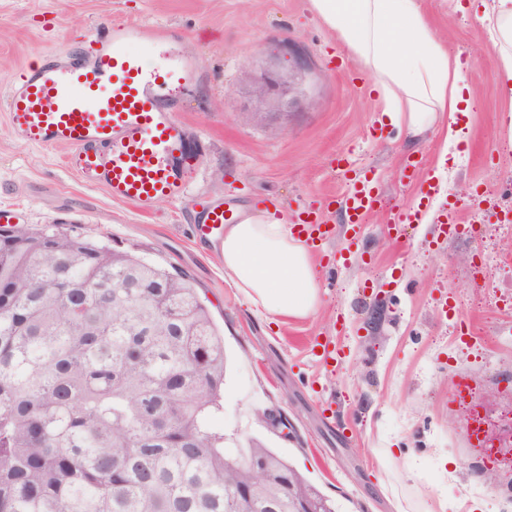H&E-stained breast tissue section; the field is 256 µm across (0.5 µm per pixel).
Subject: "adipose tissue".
<instances>
[{"label":"adipose tissue","mask_w":512,"mask_h":512,"mask_svg":"<svg viewBox=\"0 0 512 512\" xmlns=\"http://www.w3.org/2000/svg\"><path fill=\"white\" fill-rule=\"evenodd\" d=\"M312 10L372 73L383 91L386 124L417 136L442 114L469 109L460 59L450 58L418 0H310ZM487 20L499 32L495 84L512 104V0H494ZM235 288L271 322L319 309L317 271L303 239L274 216L224 227L218 253Z\"/></svg>","instance_id":"1"}]
</instances>
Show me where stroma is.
I'll use <instances>...</instances> for the list:
<instances>
[{
    "label": "stroma",
    "instance_id": "obj_1",
    "mask_svg": "<svg viewBox=\"0 0 512 512\" xmlns=\"http://www.w3.org/2000/svg\"><path fill=\"white\" fill-rule=\"evenodd\" d=\"M420 0L449 55L468 61L462 139L444 131L410 141L380 121L371 73L311 10L309 0H0V208L14 222L74 228L190 275L224 333V409L215 428L283 455L338 512H512V140L495 88L498 33L480 0ZM171 31L147 62L184 56L205 69L169 99L199 144L188 192L148 212L68 171V146L13 137L6 96L39 54L90 51L99 28ZM305 61L304 98L287 119L254 122L246 76ZM372 171L379 203L351 241L337 205L349 184L331 166ZM421 163L408 178V160ZM436 192L421 221L409 213L419 182ZM223 199L236 214L292 222L303 210L334 226L314 263L320 309L271 325L192 236L198 212ZM475 233H440L448 210ZM336 351L334 364L322 358ZM473 404L451 402L457 377ZM479 411L499 449L484 460L467 441Z\"/></svg>",
    "mask_w": 512,
    "mask_h": 512
}]
</instances>
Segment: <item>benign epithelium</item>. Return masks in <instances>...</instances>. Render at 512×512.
Masks as SVG:
<instances>
[{
    "mask_svg": "<svg viewBox=\"0 0 512 512\" xmlns=\"http://www.w3.org/2000/svg\"><path fill=\"white\" fill-rule=\"evenodd\" d=\"M297 67L279 68L266 74L260 80H249L251 93L259 108L248 113L253 121H265L270 118H287L297 107L302 97L299 87Z\"/></svg>",
    "mask_w": 512,
    "mask_h": 512,
    "instance_id": "7a95c632",
    "label": "benign epithelium"
}]
</instances>
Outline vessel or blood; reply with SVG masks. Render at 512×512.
Here are the masks:
<instances>
[{
  "label": "vessel or blood",
  "instance_id": "vessel-or-blood-1",
  "mask_svg": "<svg viewBox=\"0 0 512 512\" xmlns=\"http://www.w3.org/2000/svg\"><path fill=\"white\" fill-rule=\"evenodd\" d=\"M147 36L156 42L164 38L138 24L107 26L90 57L43 58L23 70L7 95L16 139L41 148L70 146L69 170L144 212L187 192L185 163L194 135L169 107L167 90L173 83L196 84L203 75L199 63L183 57L147 66L127 49L130 41ZM378 202L372 178L353 184L345 201L353 235H360ZM234 220L223 203H213L193 225V236L203 247L218 250L225 225ZM293 230L316 251L332 234L315 212L299 213Z\"/></svg>",
  "mask_w": 512,
  "mask_h": 512
}]
</instances>
